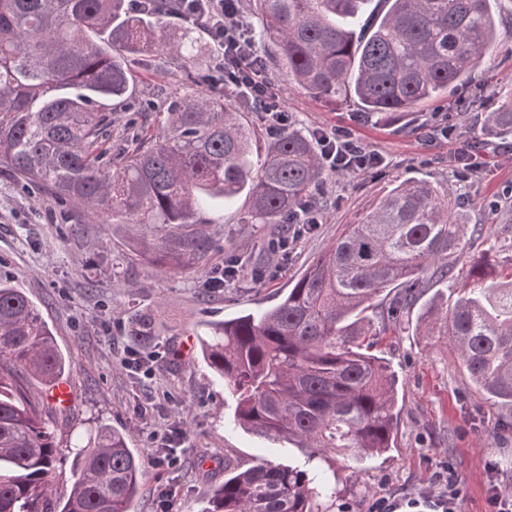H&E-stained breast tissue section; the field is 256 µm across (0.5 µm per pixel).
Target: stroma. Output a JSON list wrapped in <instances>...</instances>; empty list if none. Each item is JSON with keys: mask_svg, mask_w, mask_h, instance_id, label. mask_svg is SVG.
<instances>
[{"mask_svg": "<svg viewBox=\"0 0 512 512\" xmlns=\"http://www.w3.org/2000/svg\"><path fill=\"white\" fill-rule=\"evenodd\" d=\"M492 9L497 39L467 85L449 90L447 104H422L405 123L364 116L350 100L322 102L287 77L268 75L293 127L309 136L319 127L348 131L388 162L380 172L328 175L317 205L322 222L287 258L268 249L279 226L242 223L247 203L240 197L210 211L212 244L199 266L168 273L141 259L127 225L73 215L40 185L0 167V278L40 308L66 359L62 379L72 400L55 423L58 442L88 439L105 425L144 453L150 431H185L180 469L144 465L130 512H156L167 486L176 490L173 512H203L224 482L225 466L306 461L303 449L235 425L236 398L207 367L196 340L210 322L280 302L309 261L393 179H423L448 190L467 229L461 263L488 255L512 267V139L490 142L481 133L486 110L512 86V0H493ZM134 71L136 91L117 113L141 122L156 123V113L142 105L157 90L174 98L207 85L225 89L222 81L205 83L152 54ZM447 126L454 130L449 139L441 134ZM465 143L486 156L480 178H463L452 162ZM232 259L242 266L235 283L206 289L210 271ZM462 293L461 279L425 280L414 304L376 337L373 354L398 378L397 429L385 455L337 460L330 512H370L382 498L397 501L399 512H430L433 475L447 466L460 480L458 512H489L491 486L512 493V409L489 406L446 338L418 333L419 315L433 297L452 302ZM150 309L158 314L160 339L131 346V312ZM131 347L153 364L154 376L121 367L119 357Z\"/></svg>", "mask_w": 512, "mask_h": 512, "instance_id": "obj_1", "label": "stroma"}]
</instances>
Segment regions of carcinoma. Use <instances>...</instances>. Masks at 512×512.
<instances>
[{
    "label": "carcinoma",
    "mask_w": 512,
    "mask_h": 512,
    "mask_svg": "<svg viewBox=\"0 0 512 512\" xmlns=\"http://www.w3.org/2000/svg\"><path fill=\"white\" fill-rule=\"evenodd\" d=\"M491 0H253L265 65L324 101L352 100L391 118L439 101L471 77L497 37ZM172 0L143 15L126 0H0V164L105 224H127L139 256L176 272L206 255L209 209L245 195L243 224H282L326 176L317 144L290 127L256 147L233 99L205 91L170 103L158 132L124 123L134 145L122 160L105 148L115 105L132 97V66L163 53L190 69L209 51L189 24L162 31ZM486 113V136L512 137V90ZM448 193L427 181L392 188L315 257L276 306L209 323L200 354L237 399L238 426L293 441L326 464L381 456L397 426L396 377L369 352L380 322L415 301L425 274L454 277L463 252ZM452 307L431 303L425 336H445L493 406L512 408V272L485 258L465 272ZM399 289L390 302L377 301ZM156 314H136L128 336L150 343ZM66 360L41 311L0 280V512H129L144 454L101 427L76 444L75 481L54 488V423L29 379L57 380ZM325 470L261 462L224 477L204 512H328Z\"/></svg>",
    "instance_id": "1"
}]
</instances>
